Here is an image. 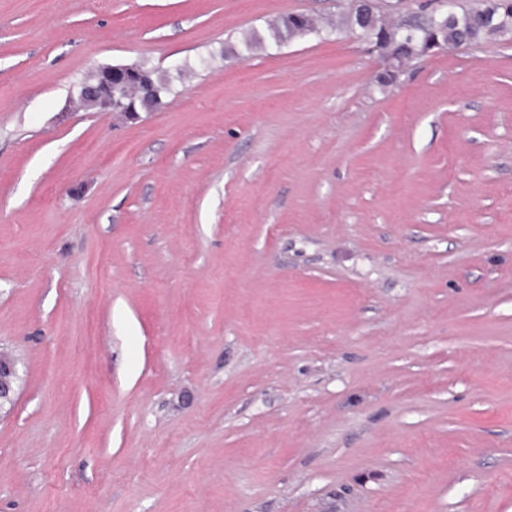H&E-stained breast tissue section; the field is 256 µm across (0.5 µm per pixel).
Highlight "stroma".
Returning a JSON list of instances; mask_svg holds the SVG:
<instances>
[{
	"mask_svg": "<svg viewBox=\"0 0 512 512\" xmlns=\"http://www.w3.org/2000/svg\"><path fill=\"white\" fill-rule=\"evenodd\" d=\"M347 2L0 0V512H512V32L227 53ZM380 31L381 29L378 26L377 28L372 29L366 38L370 42H372V40L377 41ZM374 48L378 51L386 64L385 75H390L392 79L395 80L398 73L406 65L407 59L399 53L391 50L383 41L378 40L374 45ZM136 67L143 73H146L153 84L158 88V94L149 99H142L136 102V108L140 112L150 110L151 112L158 109L163 104V96L169 90L167 82L158 76L157 71L143 64H136ZM123 68V65H112L101 68L99 80L93 85L86 84L96 82L98 71L85 78L84 81L87 82H85L80 89L81 92L83 86L86 85L80 99L82 104L86 107L89 105L99 106L102 110L112 112V107L113 110L124 108V100L126 98L134 99L136 96L144 98L150 97L153 94V86L143 75L135 76L127 86L122 88L117 87L112 80V73ZM16 380L17 370L14 360L0 352V411L5 405L13 404Z\"/></svg>",
	"mask_w": 512,
	"mask_h": 512,
	"instance_id": "35a3bbf8",
	"label": "stroma"
}]
</instances>
